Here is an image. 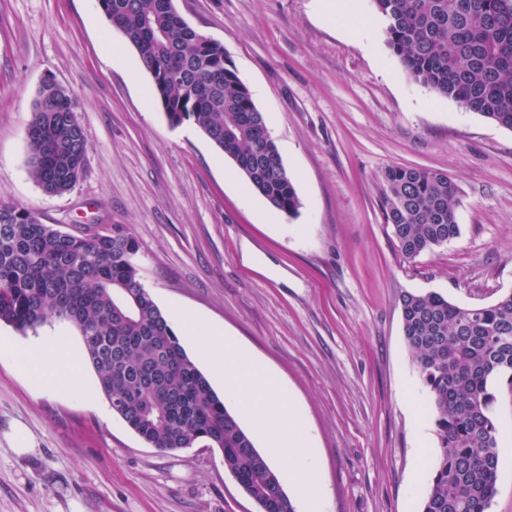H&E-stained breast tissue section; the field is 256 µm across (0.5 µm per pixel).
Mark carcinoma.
<instances>
[{"mask_svg": "<svg viewBox=\"0 0 512 512\" xmlns=\"http://www.w3.org/2000/svg\"><path fill=\"white\" fill-rule=\"evenodd\" d=\"M409 77L512 129V0H371ZM136 49L168 122L196 125L269 204L300 201L248 87L224 46L190 27L173 0H100ZM68 89L47 79L27 127L29 174L64 194L85 169L87 141ZM457 189L445 172L393 166L381 193L384 223L415 258L457 239ZM137 239L122 224L80 235L0 201V322L24 332L52 318L76 325L112 410L163 451L218 448L224 470L260 512H295L266 458L190 359L144 288ZM403 335L427 389L439 451L421 512H490L500 450L496 391L512 396V291L485 306L436 292L400 298Z\"/></svg>", "mask_w": 512, "mask_h": 512, "instance_id": "obj_1", "label": "carcinoma"}]
</instances>
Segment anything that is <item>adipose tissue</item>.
I'll return each mask as SVG.
<instances>
[{
  "mask_svg": "<svg viewBox=\"0 0 512 512\" xmlns=\"http://www.w3.org/2000/svg\"><path fill=\"white\" fill-rule=\"evenodd\" d=\"M177 318L180 330L196 339L199 357L215 377L223 379L225 396L239 405L257 431L269 435L267 458L276 466L280 480L304 499L305 512H323L324 493L308 452L311 435L287 389L273 381L267 370L223 330L187 312L178 313ZM68 348L66 335H45L21 357L20 366L26 371L40 367L41 384L47 390L96 402L80 362L63 359L62 353Z\"/></svg>",
  "mask_w": 512,
  "mask_h": 512,
  "instance_id": "obj_1",
  "label": "adipose tissue"
}]
</instances>
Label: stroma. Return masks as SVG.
<instances>
[{"instance_id":"stroma-1","label":"stroma","mask_w":512,"mask_h":512,"mask_svg":"<svg viewBox=\"0 0 512 512\" xmlns=\"http://www.w3.org/2000/svg\"><path fill=\"white\" fill-rule=\"evenodd\" d=\"M219 41L263 112L301 201L269 207L197 126L170 125L140 57L98 0H0V200L80 233L125 225L141 282L249 350L301 411L324 512H419L437 455L399 298L436 292L481 306L512 291V130L410 79L370 0H174ZM77 103L88 152L69 192L29 175L26 130L44 79ZM448 173L460 236L408 260L381 212L385 171ZM54 319L0 336L27 350ZM44 390L0 356V512H259L217 448L162 451L109 409ZM23 424L33 450L18 454ZM498 494L512 512V396L496 404Z\"/></svg>"}]
</instances>
